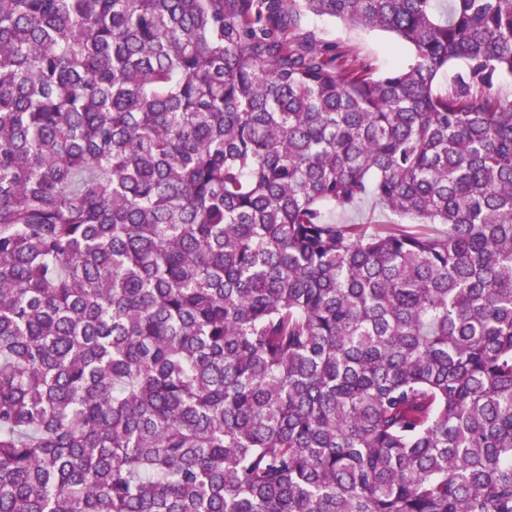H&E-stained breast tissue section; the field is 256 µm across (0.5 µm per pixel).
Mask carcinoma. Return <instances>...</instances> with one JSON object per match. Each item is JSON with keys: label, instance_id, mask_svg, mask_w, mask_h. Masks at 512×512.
<instances>
[{"label": "carcinoma", "instance_id": "1", "mask_svg": "<svg viewBox=\"0 0 512 512\" xmlns=\"http://www.w3.org/2000/svg\"><path fill=\"white\" fill-rule=\"evenodd\" d=\"M507 80L512 0H0V512H512ZM314 33L325 42L335 43L340 49L368 59L377 73L398 68L412 56L409 47L401 44L392 34L379 30H364L328 17L306 16L297 35ZM336 218L352 222H372V224H366L369 230L376 228L378 224H386L397 219L373 199L364 200L355 211L350 213L344 215L336 213Z\"/></svg>", "mask_w": 512, "mask_h": 512}]
</instances>
